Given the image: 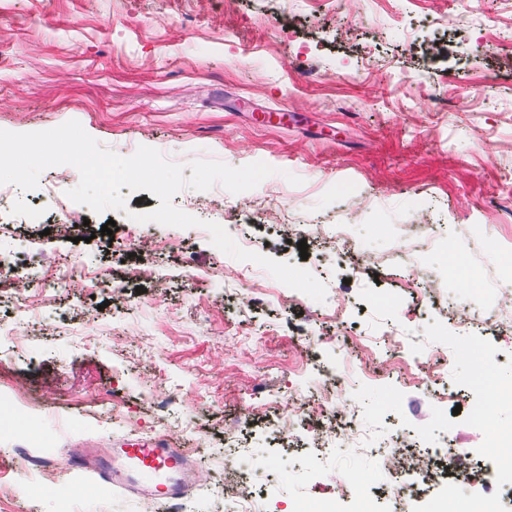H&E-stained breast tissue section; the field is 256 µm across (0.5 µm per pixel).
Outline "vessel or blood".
Wrapping results in <instances>:
<instances>
[{
    "mask_svg": "<svg viewBox=\"0 0 512 512\" xmlns=\"http://www.w3.org/2000/svg\"><path fill=\"white\" fill-rule=\"evenodd\" d=\"M95 456V463L90 464L85 454H73L72 466L79 473L92 474L101 486L148 494L156 492L164 501L184 496L185 485L180 475L194 467L186 454L164 440L123 445L122 456L118 459L102 450L96 451Z\"/></svg>",
    "mask_w": 512,
    "mask_h": 512,
    "instance_id": "1",
    "label": "vessel or blood"
}]
</instances>
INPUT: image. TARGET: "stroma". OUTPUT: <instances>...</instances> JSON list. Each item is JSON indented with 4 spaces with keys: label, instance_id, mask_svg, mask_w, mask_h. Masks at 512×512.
I'll list each match as a JSON object with an SVG mask.
<instances>
[{
    "label": "stroma",
    "instance_id": "35a3bbf8",
    "mask_svg": "<svg viewBox=\"0 0 512 512\" xmlns=\"http://www.w3.org/2000/svg\"><path fill=\"white\" fill-rule=\"evenodd\" d=\"M443 53L431 56L430 39ZM117 154L147 146L182 164L263 162L274 172L252 190L184 187L172 199L196 227H159L130 254L128 212L159 199L126 193V211L95 213L43 187L18 191L0 214V244L32 272L53 274V305L0 292V512H168L160 501L99 487L77 474L79 444L170 439L199 467L181 512H225L224 431L260 465L250 476L260 512H310L333 498L358 512H473L468 490L424 479L420 497L387 496L381 455L325 448L305 406L325 422L356 407L377 445L430 446L455 426L456 447L485 460L512 431V332L475 325L467 340L445 314L459 298L480 302L512 289V0H0V130L43 131L68 121ZM299 184L288 182V175ZM345 197L368 199L346 214ZM86 217L74 240L58 230ZM254 252L311 272L342 301L288 295L263 267L212 245L206 223ZM429 225L442 274L436 304L417 323L400 259L424 262L406 231ZM111 224L112 236L102 235ZM327 225L314 235L312 225ZM337 224L363 232L336 236ZM468 224L502 243L486 251ZM306 251H299V242ZM377 251L380 267L367 262ZM79 274H69V266ZM132 265L133 279L119 278ZM400 329L419 365L448 379L456 400L403 379L381 339ZM349 380L335 385L331 371ZM29 382L43 413L19 421L9 389ZM279 393L263 405L262 391ZM481 427L466 423L483 393ZM290 423L275 437L270 426ZM358 474L362 484L350 482Z\"/></svg>",
    "mask_w": 512,
    "mask_h": 512
}]
</instances>
